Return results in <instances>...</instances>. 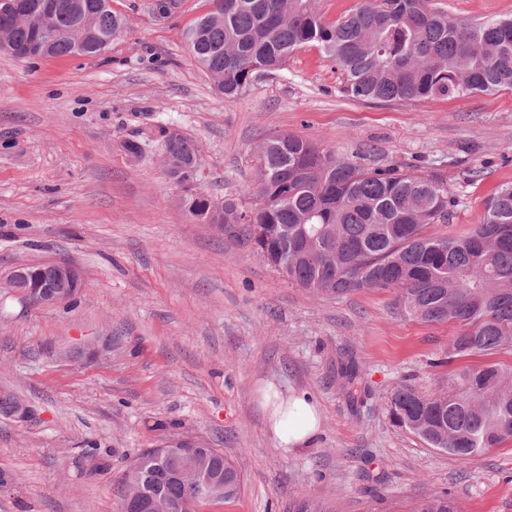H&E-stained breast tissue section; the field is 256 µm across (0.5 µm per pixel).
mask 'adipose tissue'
I'll return each mask as SVG.
<instances>
[{"label": "adipose tissue", "instance_id": "ef3b65f1", "mask_svg": "<svg viewBox=\"0 0 512 512\" xmlns=\"http://www.w3.org/2000/svg\"><path fill=\"white\" fill-rule=\"evenodd\" d=\"M266 411L265 430L284 453H301L311 448L322 430V415L317 401L307 392H281L273 385L263 390Z\"/></svg>", "mask_w": 512, "mask_h": 512}]
</instances>
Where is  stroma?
Returning a JSON list of instances; mask_svg holds the SVG:
<instances>
[{"mask_svg":"<svg viewBox=\"0 0 512 512\" xmlns=\"http://www.w3.org/2000/svg\"><path fill=\"white\" fill-rule=\"evenodd\" d=\"M126 34L98 56L19 60L0 51V276L23 263L69 261L86 286L76 304L46 307L0 288V392L37 409L0 418V512H118V478L169 434L195 436L244 476L236 499L208 512H288L309 497L329 512H414L451 491L465 512H512V444L470 460L392 425L387 401L403 380L433 393L461 366L512 367V351L441 363L452 323L401 317L395 291L311 293L271 268L226 224H199L163 167L161 129L200 149L197 187L250 204L260 147L292 134L371 167L445 182L457 205L438 231L465 233L512 182V92L364 102L317 47L234 100L218 93L185 39L205 0H112ZM466 21L512 16V0H429ZM143 144L142 158L122 143ZM111 338V360L66 359ZM356 357L371 389L351 408L336 376ZM305 390L323 432L284 454L257 406L260 382ZM176 422L175 432L162 430ZM106 456L93 466L88 443Z\"/></svg>","mask_w":512,"mask_h":512,"instance_id":"35a3bbf8","label":"stroma"}]
</instances>
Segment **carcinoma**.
<instances>
[{
	"label": "carcinoma",
	"instance_id": "obj_1",
	"mask_svg": "<svg viewBox=\"0 0 512 512\" xmlns=\"http://www.w3.org/2000/svg\"><path fill=\"white\" fill-rule=\"evenodd\" d=\"M56 34L42 57L96 56L99 42L120 38L126 20L106 0H57ZM208 11L186 31L188 50L227 99L240 96L260 72L283 70L297 50L313 45L345 76L344 92L359 101L416 102L475 92L512 91V18L466 22L427 7L428 0H359L329 22L318 0H206ZM0 32L14 45L41 40L32 18L0 2ZM168 177L183 189L182 208L209 212L197 191L198 174L181 164L197 156L181 132L160 131ZM455 200L444 182L391 167H367L302 137L266 139L254 203L224 200L215 224H239L257 251L288 281L314 292L346 295L367 288L396 291L400 315L426 324L455 323L448 359L512 348V184L486 202L483 216L463 235H437ZM264 232L254 236L248 213ZM337 375L351 407L368 387L356 362L342 359ZM392 423L427 446L461 459L512 441V370L496 364L464 367L424 396L411 383L391 393ZM213 466L235 485L238 472L213 450ZM142 452L122 483L142 478L153 489ZM415 512H464L447 491L420 498Z\"/></svg>",
	"mask_w": 512,
	"mask_h": 512
}]
</instances>
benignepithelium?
<instances>
[{"label": "benign epithelium", "mask_w": 512, "mask_h": 512, "mask_svg": "<svg viewBox=\"0 0 512 512\" xmlns=\"http://www.w3.org/2000/svg\"><path fill=\"white\" fill-rule=\"evenodd\" d=\"M82 279L79 268L67 261H54L41 268L29 264L16 266L0 284L16 292H23L34 302L44 306L68 304L76 300L79 290L71 284ZM33 407L23 398H16L8 412L0 417L24 423L30 420ZM201 440L180 437L162 442L156 452L168 460L172 475L192 489V495L181 501L145 497L140 490H129L127 505L138 512H204L206 507L224 500V476L210 471Z\"/></svg>", "instance_id": "7a95c632"}]
</instances>
